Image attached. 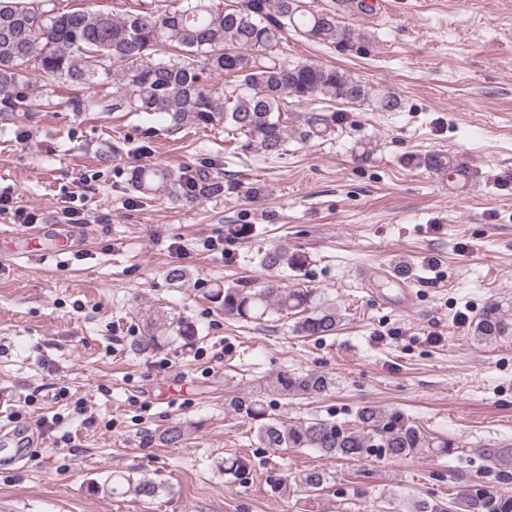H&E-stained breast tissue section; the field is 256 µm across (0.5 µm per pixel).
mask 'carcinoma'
<instances>
[{
    "instance_id": "obj_1",
    "label": "carcinoma",
    "mask_w": 512,
    "mask_h": 512,
    "mask_svg": "<svg viewBox=\"0 0 512 512\" xmlns=\"http://www.w3.org/2000/svg\"><path fill=\"white\" fill-rule=\"evenodd\" d=\"M307 39L332 45L365 43L368 35L343 25L332 10H310L303 0H235L220 8L213 0H151L121 15L85 8H66L61 0H0V116L18 123L33 121L48 106L56 88L81 85L87 92L67 100L81 112H141L163 116L173 132L185 128L224 126L241 146L275 158L288 140L309 144L331 140L343 123L336 104H369L377 112H398L401 98L373 92L346 72L309 61L279 57L288 29ZM228 79L230 87L216 82ZM112 82V98L90 89ZM302 108L303 122L288 125V113ZM417 165L458 178L464 167L451 153L428 154ZM132 188L147 199L181 196L189 201L224 195V177L209 172L176 174L162 166L131 171ZM307 258L286 246L258 255V265L272 273L300 271ZM210 298L224 314L246 322L277 315L298 316V336H329L341 315L313 288L288 286L268 279L259 287L215 288ZM171 332L189 343L194 325L178 319ZM479 342L512 337V306L487 303L472 325ZM336 381L320 372H283L259 390L234 397L227 409L256 422V437L267 448H307L328 460L379 456L403 460L430 452L450 456L458 444L434 437L396 409L363 404L354 419L339 422L312 417L284 420L270 413L266 398L307 399L326 394ZM490 467L512 463V443H488L479 449ZM328 475L310 468L294 477L307 491L322 488ZM143 500L159 494L146 479L112 476L93 491ZM411 512H512V495L470 483L449 502L414 499Z\"/></svg>"
}]
</instances>
